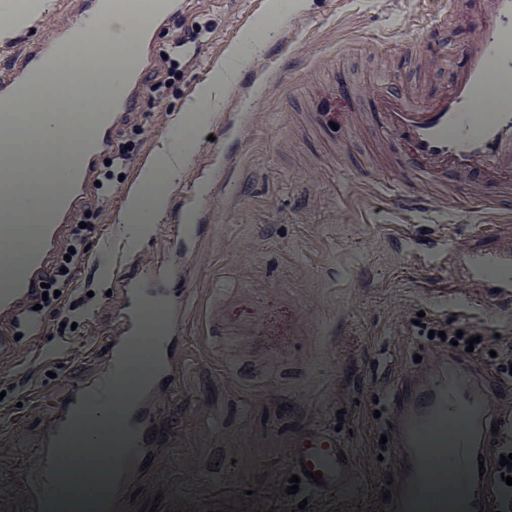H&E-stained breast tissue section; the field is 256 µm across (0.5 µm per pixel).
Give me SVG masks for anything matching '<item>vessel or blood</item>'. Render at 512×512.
Instances as JSON below:
<instances>
[{"instance_id":"1","label":"vessel or blood","mask_w":512,"mask_h":512,"mask_svg":"<svg viewBox=\"0 0 512 512\" xmlns=\"http://www.w3.org/2000/svg\"><path fill=\"white\" fill-rule=\"evenodd\" d=\"M462 5L448 0L447 10H435L407 43V52L425 54L445 28L448 11ZM83 6L102 19L110 13L133 15L139 24L104 54L111 66L110 79L99 95L101 110L92 115L91 131L79 142L51 207L38 224L0 227V237L17 242L21 251L16 259L0 256V376L16 371L27 356L13 336L17 322L26 321L36 335L43 329L42 320L30 316L29 308L59 243L89 201L99 159L111 152L125 117L138 104L149 34L166 19L172 2L112 0L108 12L102 10L101 0H84ZM463 6L474 30L458 50L464 68L448 86L414 96L379 84L369 93L381 135L403 160L414 185L444 183L451 171L464 180L479 175L512 185V0H468ZM104 55L97 43H74L63 30L38 43L18 42L14 64L0 72V107L20 97L38 102L45 90L37 74L60 61L65 64L59 74L62 91L82 87ZM0 166L13 170L18 187L36 177L18 159L10 137L0 138ZM448 258L459 263L473 282L498 289L500 297H512V250L494 256L454 250ZM107 339V345L91 354L87 380L69 384L50 398L38 390L33 393L43 412L39 451L29 466L39 504L56 499L63 478L80 466L72 428L77 408L99 418L88 447L105 467L97 512H112L114 501L130 498L138 487L137 468L156 445L154 415L162 403L183 392L186 362L176 358L138 391H122L131 364L151 360L156 345L171 341L167 307L150 304L121 313ZM463 363V356H455L437 378L408 380L390 394L395 449L378 468L392 474L389 489L395 495L447 476L467 488L463 498L433 503L434 512H480L485 505L491 512H501L499 490L504 482L499 460L512 453V414L500 411L489 397L464 391ZM345 451L334 432L315 430L307 448L285 467L286 474L301 477L298 493L288 497L290 505L301 502L313 484L303 477V470L320 472L325 492L343 483L348 476Z\"/></svg>"}]
</instances>
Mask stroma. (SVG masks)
Instances as JSON below:
<instances>
[{
	"mask_svg": "<svg viewBox=\"0 0 512 512\" xmlns=\"http://www.w3.org/2000/svg\"><path fill=\"white\" fill-rule=\"evenodd\" d=\"M30 0H0L20 15L18 35L43 38L66 22L80 24L64 0H43L39 26ZM427 0H182L181 16L156 33L171 43L184 19L211 29L183 75L171 76L162 100L143 89L137 156L127 166L100 165L110 199L98 222L84 272L74 281L78 305L70 336L32 337L21 346L40 358L35 387L53 392L77 381L96 339L110 326L114 260L147 264L142 302L170 303V318L193 356L185 392L154 423L162 438L150 466L138 471L141 500L163 493L159 512H289L280 497L284 467L315 428L343 426L353 452L347 480L328 494L310 493L312 512H410L411 496L383 502L376 466L385 429V397L405 373L434 374L455 351L435 339L415 360L411 332L418 312L447 306L449 330L512 336V299L467 284L459 267L428 271L424 254L442 252L439 226L456 221L445 200L466 184L423 187L435 205L404 211L406 184L382 144L367 90L379 81L411 93L447 86L445 59L472 33L449 20L428 62L402 46L428 18ZM261 46L238 66L234 90L194 127L184 107L247 33ZM186 133L182 169L167 189L153 233L130 240L122 213L144 164L174 130ZM236 151L232 178L224 155ZM192 210L198 237L176 247L171 225ZM69 347L76 360L59 365ZM465 369L512 408V386L489 350L467 355ZM34 451L0 445V500L29 512ZM156 499V498H155Z\"/></svg>",
	"mask_w": 512,
	"mask_h": 512,
	"instance_id": "stroma-1",
	"label": "stroma"
}]
</instances>
